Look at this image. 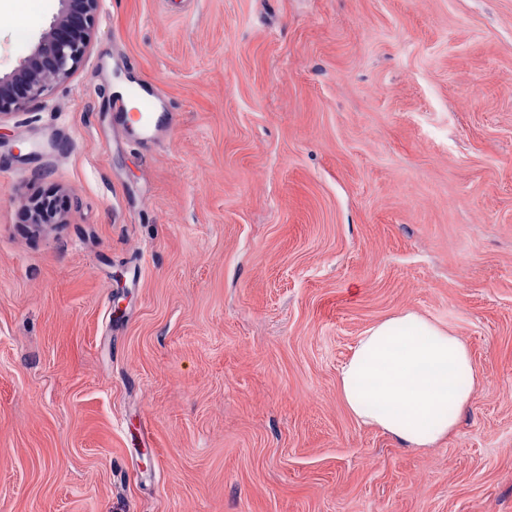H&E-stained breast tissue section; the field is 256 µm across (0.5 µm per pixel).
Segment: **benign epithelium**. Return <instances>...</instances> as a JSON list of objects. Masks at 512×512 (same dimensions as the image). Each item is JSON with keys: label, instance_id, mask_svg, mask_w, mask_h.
<instances>
[{"label": "benign epithelium", "instance_id": "benign-epithelium-1", "mask_svg": "<svg viewBox=\"0 0 512 512\" xmlns=\"http://www.w3.org/2000/svg\"><path fill=\"white\" fill-rule=\"evenodd\" d=\"M50 27L31 53L8 73L0 74V120L25 111L47 96L54 84L70 79L92 47L100 0H59ZM32 224L41 229L63 216L62 198L44 196L27 203Z\"/></svg>", "mask_w": 512, "mask_h": 512}]
</instances>
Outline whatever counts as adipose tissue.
Returning <instances> with one entry per match:
<instances>
[{
	"label": "adipose tissue",
	"instance_id": "ef3b65f1",
	"mask_svg": "<svg viewBox=\"0 0 512 512\" xmlns=\"http://www.w3.org/2000/svg\"><path fill=\"white\" fill-rule=\"evenodd\" d=\"M475 366L465 342L413 311L385 318L359 337L338 386L350 414L411 449L447 438L474 400Z\"/></svg>",
	"mask_w": 512,
	"mask_h": 512
}]
</instances>
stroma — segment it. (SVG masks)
Instances as JSON below:
<instances>
[{
  "instance_id": "1",
  "label": "stroma",
  "mask_w": 512,
  "mask_h": 512,
  "mask_svg": "<svg viewBox=\"0 0 512 512\" xmlns=\"http://www.w3.org/2000/svg\"><path fill=\"white\" fill-rule=\"evenodd\" d=\"M58 8L0 10V73ZM4 126L0 512H512V0H101ZM403 310L476 369L432 448L338 389ZM127 95L135 96L140 103L142 110L135 114H125L124 119L137 131H135L141 140L153 141L158 135V126L160 117L154 111L155 101L152 94L149 93L144 84L139 81L132 82L128 89ZM35 229H41L44 224L56 223L65 211L64 200L57 196L33 198L27 205Z\"/></svg>"
}]
</instances>
